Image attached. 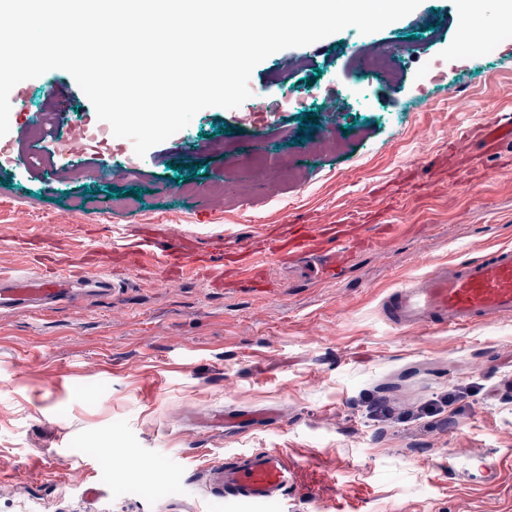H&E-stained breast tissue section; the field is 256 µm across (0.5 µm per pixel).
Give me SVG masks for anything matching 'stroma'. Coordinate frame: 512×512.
I'll list each match as a JSON object with an SVG mask.
<instances>
[{
    "instance_id": "1",
    "label": "stroma",
    "mask_w": 512,
    "mask_h": 512,
    "mask_svg": "<svg viewBox=\"0 0 512 512\" xmlns=\"http://www.w3.org/2000/svg\"><path fill=\"white\" fill-rule=\"evenodd\" d=\"M461 7L422 0L379 32L348 27L276 52L249 80L269 111L205 108L142 157L118 137L69 154V127L96 115L68 72L18 84L0 138V271L36 275L171 229L228 254L290 220L332 224L354 207L392 231L386 250L356 253L338 280L267 263L273 295L197 271L167 286L148 265L107 294L0 312V512H512V317L451 331L383 313L414 278L512 245V161L448 147L449 129L512 113V24L487 10L496 35L466 53ZM408 38L414 50L390 83L350 105L354 54ZM57 83L69 99L50 150L30 118ZM307 112L317 122L303 134ZM190 163L191 180H178ZM110 166L125 177H100ZM405 180L446 187L397 209ZM449 393L453 425L416 419ZM372 396L392 416L374 415ZM258 449L318 473L311 494L265 505L207 495L213 464ZM452 450L489 455L498 483L449 479Z\"/></svg>"
}]
</instances>
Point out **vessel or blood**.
<instances>
[{"label":"vessel or blood","mask_w":512,"mask_h":512,"mask_svg":"<svg viewBox=\"0 0 512 512\" xmlns=\"http://www.w3.org/2000/svg\"><path fill=\"white\" fill-rule=\"evenodd\" d=\"M449 144L456 149L482 146L495 154L512 147V114L499 113L474 138L449 131ZM374 218L356 209L336 223L290 224L283 236L262 235L243 242L232 269L241 283L258 287L263 283L264 263L290 264L304 259L316 260L315 271L325 280L335 279L337 270L355 252L381 250L388 244L385 235L367 232ZM127 267L144 257H152L164 269L167 280L180 277L190 266V248L182 234L169 233L163 244L149 237L129 240L115 248ZM83 272L69 263L59 264L51 274L30 278L24 275H0V311L23 307L49 309L71 297L77 285L87 284L103 290L115 287L108 276L95 273L92 262H84ZM387 319L406 327L438 324L448 327L489 323L512 315V247L495 249L489 256L465 263L446 264L405 285L384 307ZM448 474L476 485H491L499 474L485 457H460L450 454ZM308 483L286 455L278 451H254L212 469L208 490L216 498H235L256 504L280 499L291 491H302Z\"/></svg>","instance_id":"b4317fda"}]
</instances>
